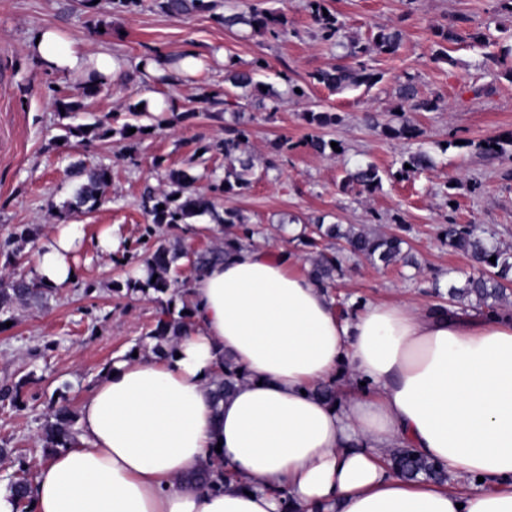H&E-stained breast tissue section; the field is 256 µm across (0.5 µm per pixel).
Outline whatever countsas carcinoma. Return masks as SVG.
Segmentation results:
<instances>
[{"mask_svg":"<svg viewBox=\"0 0 512 512\" xmlns=\"http://www.w3.org/2000/svg\"><path fill=\"white\" fill-rule=\"evenodd\" d=\"M155 5L165 14L173 18L199 12H208L214 8L213 0H154ZM268 0H242L244 9L230 15H222L218 20L224 26L232 28L245 25L255 32L279 39L288 35V18L286 12L275 11L266 7ZM313 23L318 38L331 46H342L346 49L348 63H336L317 69L308 74V79L298 82L282 75L284 89L278 90L271 85H264L255 80L256 72L270 68L266 59L260 57L250 65L240 67L232 62L224 68V84L233 89V98L224 100L225 109L232 110L235 124L225 129V135L219 139L200 140L190 164L207 167V163L215 155L224 156V177L210 175L208 191L200 192L196 188L199 177L188 170L171 168L166 175L163 188L147 185L140 196L139 206L147 218L140 241L144 252L143 265L147 271L146 278L134 275L124 281H114L113 291L140 293L158 304V313L152 327L126 353L133 356L134 352L142 353L153 347L161 350L164 342H171L187 332L190 326L191 310L188 300L189 289L185 283H179L172 275L173 265L181 259H187L191 275L197 277L210 266L224 261V257L246 245L254 243V238L263 233V228L250 222L242 211L221 206L220 200L227 195H239L251 185L250 176L254 167L253 158L247 151L251 136V126L256 120V113H266L271 119L278 112L280 104L286 100H304L313 85H320L332 91H342L366 87L368 89L381 83L383 74L370 64L371 55L395 54L401 47L404 33L392 25H377L365 40L345 39L343 26L336 12L329 9L328 0H308ZM328 15H323V11ZM437 45L435 57L448 59L442 46L469 39L474 43H483L487 36L481 30L461 31L453 25L442 26L435 32ZM300 92H295V89ZM393 94L399 102V111L393 112L390 118L380 121L379 114L367 112L364 121L379 127L390 139L406 141L407 148L395 160L398 165L392 176L408 178L430 171L436 167L434 151L421 141L422 132L406 118L408 112H433L440 108L441 99L422 98L418 95L414 78L406 77L393 88ZM56 105L64 109V117L70 118L83 111L80 100L70 96L56 99ZM117 114L108 113L90 123L65 124L62 126L63 140L72 138L81 143H89L106 138L112 131V121ZM308 126L312 129L301 145L319 156H339L331 147V141L324 138L321 130L336 126L343 122L338 112L309 110L304 113ZM293 148L288 139H280L272 144V156L265 162L266 170L278 169L279 157ZM75 176L82 178L73 189L71 196L61 209L50 207L55 217L63 214L82 213L93 210L101 201L103 190L112 181L111 170L104 166L86 167L83 161L71 165ZM383 174L380 168L372 163H358L344 170L342 187L356 185L366 192H374L382 185ZM163 209H158V206ZM207 217L213 224H225L229 227L220 244H213L202 250L188 253L179 241L173 242L157 236L156 228L165 226L171 230H184L192 222ZM306 230L292 237L284 235L285 228H280L283 243L282 255L288 257L292 251L288 244L298 241L309 248L310 278L324 288L336 286V277L343 273L344 252L353 256L363 257L373 263L380 262L389 266L400 260L408 261L403 254L405 239L397 234H379L372 236L368 232L351 225L341 230L339 224H325V217L315 216L308 219ZM448 246L470 256L472 272L465 275L459 286L449 287V296L458 302L474 303L490 310L507 303L508 284L512 283V253L503 250L499 245L482 236L476 226L467 224H450L444 230ZM39 229L29 225H21L10 233L6 244L14 246L11 254L19 253L22 248L36 240ZM495 258L490 262L489 258ZM52 289L45 287L37 278L16 277L8 275L0 277V316L13 313L18 306H31L47 302ZM224 372L217 375L210 383L209 394L213 401L218 402L228 397L244 379L238 367L228 358L223 357ZM74 417L66 406L50 410L41 427L40 440L42 447L50 450L68 448L75 441L76 431L73 430ZM391 467L408 479L425 476L437 482L447 481V473L432 461L418 455L411 448H398L390 456Z\"/></svg>","mask_w":512,"mask_h":512,"instance_id":"cac0c4a2","label":"carcinoma"}]
</instances>
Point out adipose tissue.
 <instances>
[{
  "label": "adipose tissue",
  "instance_id": "ef3b65f1",
  "mask_svg": "<svg viewBox=\"0 0 512 512\" xmlns=\"http://www.w3.org/2000/svg\"><path fill=\"white\" fill-rule=\"evenodd\" d=\"M24 51L87 80L127 69L54 28ZM78 242L71 225L44 243L47 287L79 277ZM190 292L192 325L174 348L101 371L76 445L39 465L28 512H512V311L369 301L345 318L330 290L255 245ZM223 354L245 379L216 405ZM346 372L362 382L356 395H317ZM397 446L479 489L396 475ZM220 465L236 486L201 482Z\"/></svg>",
  "mask_w": 512,
  "mask_h": 512
}]
</instances>
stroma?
Instances as JSON below:
<instances>
[{
    "label": "stroma",
    "instance_id": "stroma-1",
    "mask_svg": "<svg viewBox=\"0 0 512 512\" xmlns=\"http://www.w3.org/2000/svg\"><path fill=\"white\" fill-rule=\"evenodd\" d=\"M330 5L349 37L367 38L376 24L401 27L406 33L401 49L374 56L372 64L384 79L372 89L334 93L315 86L306 100L282 103L274 119L257 117L248 144L255 162L252 185L222 204L242 209L260 225L266 244H279L280 222H287L288 234L294 235L301 221L318 214L331 224L402 235L419 268L376 267L355 258L335 295L353 304H436L431 283L448 288L470 266L466 254L443 241L441 231L448 223L478 225L502 247L512 248V145L495 158L478 148L479 142L512 133V69L496 60L501 47L512 44V10L501 0H330ZM284 7L288 34L275 40L246 27L225 28L209 12L175 19L152 0L131 13L113 11L110 0H99L93 11L81 0H0V244L16 225L44 230L52 225L50 204H61L73 189L66 173L73 160L112 171L103 203L69 218L80 231L74 253L79 283L55 292L44 307L16 309L11 324L0 322V387L19 386L22 399L18 405L0 401V448L8 451L7 465L0 466L1 494H8L15 477L34 478V461L47 459L39 434L50 402L62 395L71 409H78L100 370L126 354L153 323L155 302L111 288L138 268L139 258L116 265L102 255L100 242L108 235L120 245L135 241L146 222L139 207L144 185L159 184L166 169L186 167L199 138L223 137L225 64L233 60L245 66L264 57L270 67L258 79L279 89L284 77L301 81L335 62V49L316 37L307 0H285ZM453 21L487 29L490 42L451 43L448 61L435 60L434 32ZM46 26L92 49L110 46L127 60V71L86 100L77 120L89 123L114 112L119 122L147 126L134 152H127L116 136L88 148L60 142L62 121L52 96L76 93L81 80L48 72L26 56L25 41ZM187 52L196 55L197 67L166 84L137 68L147 54ZM408 74L423 95L442 100L438 111L412 112L409 120L426 142L448 143V151L439 155L434 170L418 178H387L372 193L342 190L344 161H370L388 170L403 151V142L367 127L362 114L393 112L392 88ZM148 95L195 116L175 125L165 123L159 112L130 116L128 106ZM310 109L343 115L340 125L323 130L326 138L342 143L343 158L317 156L301 147L309 131L302 114ZM282 136L293 148L278 170L265 171L271 145ZM158 157L163 167H155ZM88 282L94 285L89 295L84 292Z\"/></svg>",
    "mask_w": 512,
    "mask_h": 512
}]
</instances>
